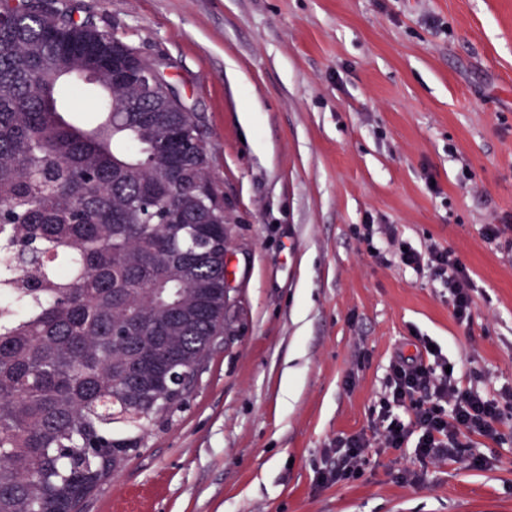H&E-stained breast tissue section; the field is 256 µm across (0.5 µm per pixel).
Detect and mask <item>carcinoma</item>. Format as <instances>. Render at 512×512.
I'll return each mask as SVG.
<instances>
[{"label": "carcinoma", "mask_w": 512, "mask_h": 512, "mask_svg": "<svg viewBox=\"0 0 512 512\" xmlns=\"http://www.w3.org/2000/svg\"><path fill=\"white\" fill-rule=\"evenodd\" d=\"M64 77L99 123L57 111ZM225 255L210 144L163 74L58 0H0V512H78L182 401Z\"/></svg>", "instance_id": "cac0c4a2"}]
</instances>
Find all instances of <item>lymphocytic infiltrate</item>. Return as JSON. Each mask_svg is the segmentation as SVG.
I'll return each instance as SVG.
<instances>
[{
	"label": "lymphocytic infiltrate",
	"mask_w": 512,
	"mask_h": 512,
	"mask_svg": "<svg viewBox=\"0 0 512 512\" xmlns=\"http://www.w3.org/2000/svg\"><path fill=\"white\" fill-rule=\"evenodd\" d=\"M388 241L398 262L420 271L430 270L447 288L456 321L470 325L474 282L466 267L445 248L432 244L418 250L406 246L396 231ZM448 359L429 339H421L416 354L397 355L391 364V383L381 400L382 409L370 434L336 441V462L322 474L323 480L358 478L369 448L400 449L414 445L420 463L457 461L472 437H499L504 405H512V392L502 399L484 396L463 387Z\"/></svg>",
	"instance_id": "f902f5d3"
}]
</instances>
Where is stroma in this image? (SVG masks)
I'll use <instances>...</instances> for the list:
<instances>
[{"mask_svg":"<svg viewBox=\"0 0 512 512\" xmlns=\"http://www.w3.org/2000/svg\"><path fill=\"white\" fill-rule=\"evenodd\" d=\"M66 2L200 117L232 288L194 388L81 512H512V409L474 439L482 467L370 448L359 480L318 479L417 337L463 385L512 389V242L483 234L512 222V0ZM389 225L466 266L470 326Z\"/></svg>","mask_w":512,"mask_h":512,"instance_id":"stroma-1","label":"stroma"}]
</instances>
